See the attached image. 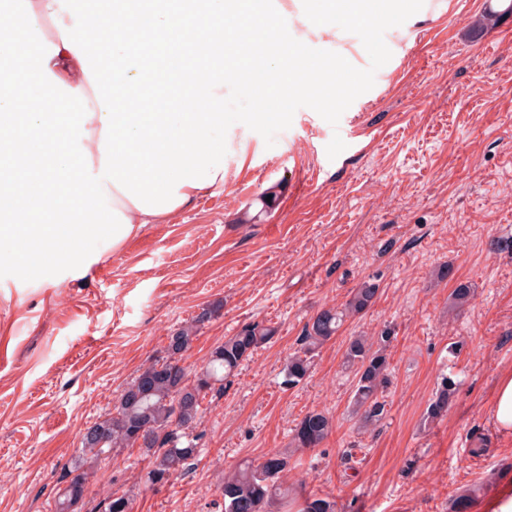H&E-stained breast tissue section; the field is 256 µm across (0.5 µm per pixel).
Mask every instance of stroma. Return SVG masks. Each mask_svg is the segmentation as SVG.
I'll return each instance as SVG.
<instances>
[{"mask_svg":"<svg viewBox=\"0 0 512 512\" xmlns=\"http://www.w3.org/2000/svg\"><path fill=\"white\" fill-rule=\"evenodd\" d=\"M430 4L385 32L391 59L338 125L302 107L270 147L234 124L223 188L120 249L97 241L89 267L0 264V512H55L80 432L212 304L217 315L182 356L189 369L246 324L277 333L223 395L203 399L192 471L148 486L147 462L129 448L101 463L87 501L109 488L132 495V512H224V472L272 452L290 457L287 484L335 497L338 512H455L468 488L487 494L512 479V435L491 420L495 382L512 370V15L499 0ZM491 8L496 19L470 34ZM288 9L294 38L369 67L358 36L315 29L300 0ZM336 134L346 148L332 159ZM271 190L277 206L266 212L259 197ZM443 265L451 273L440 282ZM370 278L374 306L319 349L304 382L285 387L305 324ZM460 282L475 294L452 317ZM383 329L394 337L388 413L365 432L342 355L350 337ZM444 375L458 390L443 420L423 427ZM313 411L332 428L316 448L294 450V429Z\"/></svg>","mask_w":512,"mask_h":512,"instance_id":"obj_1","label":"stroma"}]
</instances>
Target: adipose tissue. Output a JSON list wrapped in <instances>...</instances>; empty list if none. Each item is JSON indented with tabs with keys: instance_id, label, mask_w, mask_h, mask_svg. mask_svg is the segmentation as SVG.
Returning a JSON list of instances; mask_svg holds the SVG:
<instances>
[{
	"instance_id": "1",
	"label": "adipose tissue",
	"mask_w": 512,
	"mask_h": 512,
	"mask_svg": "<svg viewBox=\"0 0 512 512\" xmlns=\"http://www.w3.org/2000/svg\"><path fill=\"white\" fill-rule=\"evenodd\" d=\"M264 0H22L0 5V142L53 145L39 187L13 174L0 180V258L27 263L31 253L63 245L71 262H94L91 237L113 248L193 198L223 187L226 35L250 40L263 31ZM137 18L168 53L156 59L166 84L206 80L205 105L184 111L117 112L113 88L138 89L142 68L128 48ZM52 21L53 37L43 35ZM111 32L109 57L123 68L104 75L93 35ZM25 35L22 43L12 42ZM208 44L192 72L172 69L185 41Z\"/></svg>"
}]
</instances>
